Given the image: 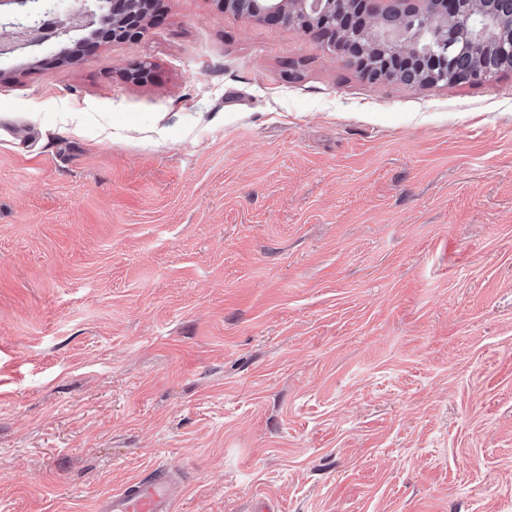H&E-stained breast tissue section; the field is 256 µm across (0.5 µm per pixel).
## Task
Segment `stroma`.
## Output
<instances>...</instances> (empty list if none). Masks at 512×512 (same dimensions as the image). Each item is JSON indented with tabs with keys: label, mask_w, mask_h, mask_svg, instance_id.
Returning <instances> with one entry per match:
<instances>
[{
	"label": "stroma",
	"mask_w": 512,
	"mask_h": 512,
	"mask_svg": "<svg viewBox=\"0 0 512 512\" xmlns=\"http://www.w3.org/2000/svg\"><path fill=\"white\" fill-rule=\"evenodd\" d=\"M217 3L0 58V512H512V70ZM497 73L494 67L487 64L463 65L457 69L454 81L481 83L491 80ZM183 485L167 467L130 479L118 491L101 498L97 512H174Z\"/></svg>",
	"instance_id": "35a3bbf8"
}]
</instances>
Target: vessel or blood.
I'll return each mask as SVG.
<instances>
[{
  "label": "vessel or blood",
  "mask_w": 512,
  "mask_h": 512,
  "mask_svg": "<svg viewBox=\"0 0 512 512\" xmlns=\"http://www.w3.org/2000/svg\"><path fill=\"white\" fill-rule=\"evenodd\" d=\"M183 491L169 468L156 467L101 498L97 512H175Z\"/></svg>",
  "instance_id": "obj_1"
}]
</instances>
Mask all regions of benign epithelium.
<instances>
[{
    "mask_svg": "<svg viewBox=\"0 0 512 512\" xmlns=\"http://www.w3.org/2000/svg\"><path fill=\"white\" fill-rule=\"evenodd\" d=\"M152 0H136L130 10L127 0H0V7L12 5L10 13L0 10V37L9 46L35 56L46 43L71 42L73 54H80L87 41L75 35L71 24L47 25L51 18L65 16L85 20L86 25L104 27L112 39L133 40L145 31L147 5ZM375 0H235L241 13L305 29H317L326 38L323 48L335 52L345 43L366 42L382 52L367 77L374 82L392 80L395 60L405 62V78L417 84L427 75L435 84H448L453 66L452 49L461 40L476 47L496 45L512 59V0H482V8L471 7L474 0H399L409 23L391 27L387 9L374 6ZM497 70L487 64L464 65L457 69L456 82L481 83L491 80Z\"/></svg>",
    "mask_w": 512,
    "mask_h": 512,
    "instance_id": "obj_1",
    "label": "benign epithelium"
}]
</instances>
